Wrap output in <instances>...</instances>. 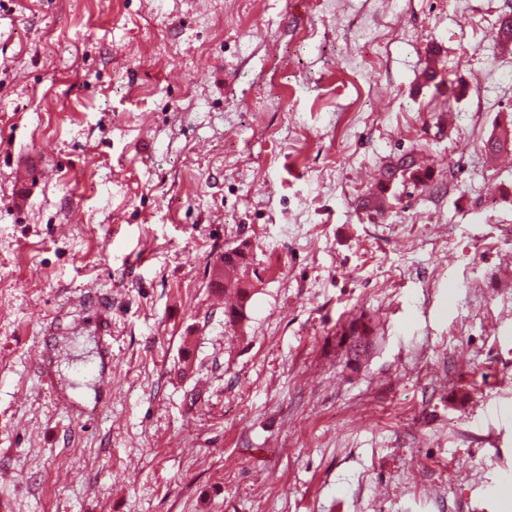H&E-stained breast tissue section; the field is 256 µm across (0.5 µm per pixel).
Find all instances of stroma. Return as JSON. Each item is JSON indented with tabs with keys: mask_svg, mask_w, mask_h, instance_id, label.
<instances>
[{
	"mask_svg": "<svg viewBox=\"0 0 512 512\" xmlns=\"http://www.w3.org/2000/svg\"><path fill=\"white\" fill-rule=\"evenodd\" d=\"M314 2L0 0V512H512V0ZM384 171L385 179L382 182H377L375 187L360 201V208L370 214L384 213L389 202V193L399 182L410 180L413 185L425 189L434 184V172L422 168L410 156L399 157L396 163L388 165ZM42 175V166L27 158H18L14 166V206L20 210L26 208L29 198ZM251 265L250 243L241 240L236 246L224 252V294H233L235 303L224 309L228 322H239L246 317V307L250 300L251 284L241 280L242 270Z\"/></svg>",
	"mask_w": 512,
	"mask_h": 512,
	"instance_id": "1",
	"label": "stroma"
}]
</instances>
